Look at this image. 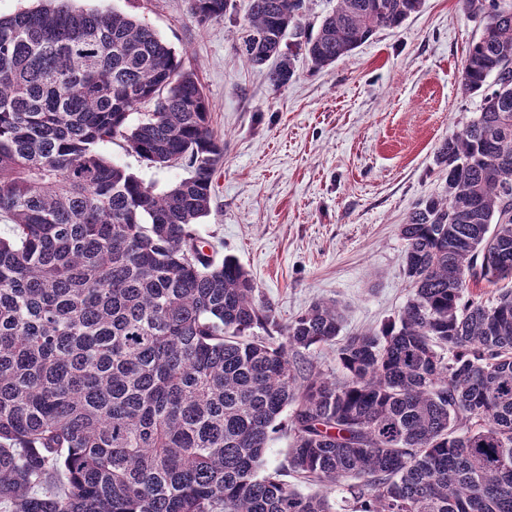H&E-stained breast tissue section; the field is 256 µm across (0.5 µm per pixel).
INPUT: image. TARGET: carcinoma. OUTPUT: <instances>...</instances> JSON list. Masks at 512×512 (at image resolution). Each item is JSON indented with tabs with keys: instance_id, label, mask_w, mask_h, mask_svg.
<instances>
[{
	"instance_id": "carcinoma-1",
	"label": "carcinoma",
	"mask_w": 512,
	"mask_h": 512,
	"mask_svg": "<svg viewBox=\"0 0 512 512\" xmlns=\"http://www.w3.org/2000/svg\"><path fill=\"white\" fill-rule=\"evenodd\" d=\"M422 2L336 0L307 35V0H247L240 52L275 60L279 88L294 75L288 34L320 71ZM229 6L191 0L200 25ZM463 7L481 26L461 76L479 114L438 148L446 194L401 225L410 298L338 348L341 378L291 359L336 343L338 305L281 329L244 267L206 253L196 224L224 142L157 33L50 3L0 17V506L512 512V289L466 296L471 281L512 279V0ZM116 138L188 176L155 192L101 155ZM281 432L287 464L263 473Z\"/></svg>"
}]
</instances>
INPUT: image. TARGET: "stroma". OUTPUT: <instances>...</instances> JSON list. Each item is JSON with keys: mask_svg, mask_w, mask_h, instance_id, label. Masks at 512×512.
<instances>
[{"mask_svg": "<svg viewBox=\"0 0 512 512\" xmlns=\"http://www.w3.org/2000/svg\"><path fill=\"white\" fill-rule=\"evenodd\" d=\"M67 4L136 15L198 75L224 165L197 230L215 260H239L279 325L319 301L343 305L346 337L397 318L410 296L399 226L417 202L444 195L437 150L481 104L460 87L480 35L462 0H424L323 70L297 55L278 89L238 51L244 0L203 26L190 0ZM100 152L159 191L187 175L147 165L119 139Z\"/></svg>", "mask_w": 512, "mask_h": 512, "instance_id": "35a3bbf8", "label": "stroma"}]
</instances>
